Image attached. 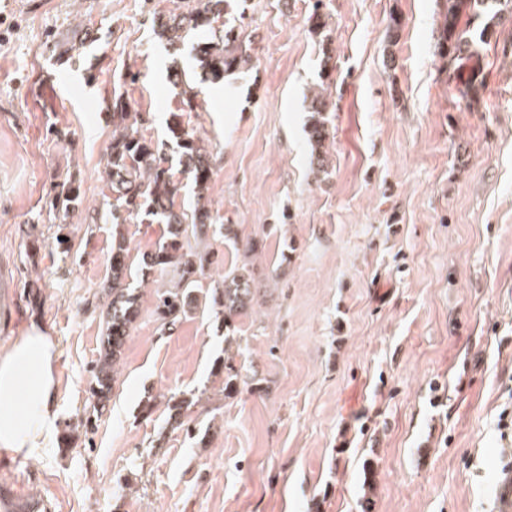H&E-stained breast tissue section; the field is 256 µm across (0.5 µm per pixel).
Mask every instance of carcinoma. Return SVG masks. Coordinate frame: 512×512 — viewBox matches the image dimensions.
<instances>
[{"instance_id":"obj_1","label":"carcinoma","mask_w":512,"mask_h":512,"mask_svg":"<svg viewBox=\"0 0 512 512\" xmlns=\"http://www.w3.org/2000/svg\"><path fill=\"white\" fill-rule=\"evenodd\" d=\"M175 8L156 14L152 20L155 38L180 54H189L204 75L219 80L228 74L251 67V57L244 46V14L234 10V0H174ZM321 0H316L311 15L310 32L327 46L332 30L326 15L319 12ZM444 21L438 29L436 52L448 65L452 77L467 61L478 55V44L488 43L494 27L505 20L512 22V0H445ZM481 19L484 25L479 38H474L471 24ZM332 56L323 52L320 78L321 89L311 97L308 140L312 149L314 174H328L329 160L324 144L330 136L329 101ZM170 132L177 142L179 170H174L173 156L164 145L141 132L139 113L119 95L112 101V141L107 152V175L112 188V204L97 219L115 225L112 245L111 272L103 292L107 298L103 311V335L100 355L94 368L90 387L95 405L104 407L112 394V383L122 358L126 337L141 315L138 295L128 283L129 248L121 226L143 215L164 225L163 234L155 247L136 257L142 276L174 273L173 286L156 291L154 312L161 325L171 330L183 318L199 307V283L206 277L209 252L199 245L209 236L215 224L209 207L203 203V193L210 182V153L187 131L173 114ZM193 184L195 203L188 212L177 207L184 189L182 178ZM56 213L68 214L83 204L80 188L64 183L50 201ZM259 241L249 238L243 244V261L224 271L221 286L211 290L209 305L218 322L224 325V398L232 399L239 392L238 373L234 372L232 346L240 345L235 335L237 319L255 312L259 306L249 257ZM191 405L185 398L171 397L167 424L181 428L184 411Z\"/></svg>"}]
</instances>
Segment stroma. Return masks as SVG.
<instances>
[{"label": "stroma", "mask_w": 512, "mask_h": 512, "mask_svg": "<svg viewBox=\"0 0 512 512\" xmlns=\"http://www.w3.org/2000/svg\"><path fill=\"white\" fill-rule=\"evenodd\" d=\"M314 2L241 0L252 68L187 72L202 93L183 126L210 152L216 222L262 242L239 395L224 396L223 327L197 311L162 332L142 282L87 433L113 228L86 212L112 197L114 93L175 146L176 56L151 30L171 2L0 0V348L35 321L59 344L58 420L0 463V512L19 486L55 512H493L512 448L497 426L512 414V23L452 81L443 0H322L336 69L318 176ZM82 23L96 41L75 49ZM66 180L84 206L62 220L49 199ZM174 393L193 401L180 429L165 424Z\"/></svg>", "instance_id": "obj_1"}]
</instances>
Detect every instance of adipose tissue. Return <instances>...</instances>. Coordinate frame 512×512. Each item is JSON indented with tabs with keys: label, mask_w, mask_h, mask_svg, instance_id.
<instances>
[{
	"label": "adipose tissue",
	"mask_w": 512,
	"mask_h": 512,
	"mask_svg": "<svg viewBox=\"0 0 512 512\" xmlns=\"http://www.w3.org/2000/svg\"><path fill=\"white\" fill-rule=\"evenodd\" d=\"M56 342L34 323L0 352V459L27 456L58 419Z\"/></svg>",
	"instance_id": "obj_1"
}]
</instances>
